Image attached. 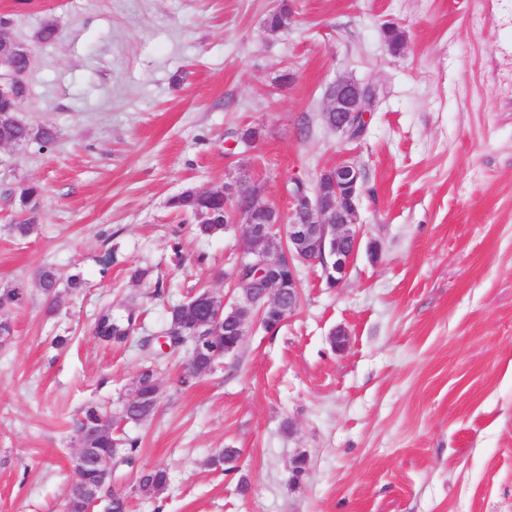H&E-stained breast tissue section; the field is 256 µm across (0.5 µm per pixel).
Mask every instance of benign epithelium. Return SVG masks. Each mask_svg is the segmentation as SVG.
Instances as JSON below:
<instances>
[{
  "label": "benign epithelium",
  "mask_w": 512,
  "mask_h": 512,
  "mask_svg": "<svg viewBox=\"0 0 512 512\" xmlns=\"http://www.w3.org/2000/svg\"><path fill=\"white\" fill-rule=\"evenodd\" d=\"M31 64L29 49L1 30L0 99H19V93L27 89L25 75ZM370 104L368 86L351 79L337 81L327 96V109L336 115L331 129L352 140L356 121L366 119ZM363 183V168L342 157L322 171L309 193L288 198L285 213L256 201L247 211L226 208L224 230H240L241 255L232 272L238 294L231 298L207 292L199 299L204 309L198 327L205 332L214 329L221 316L231 310L237 323L228 325L229 335L242 340L250 320L262 316L269 306H280L283 298H288V313H293L301 297L299 264L331 265L332 286H338L360 248L354 199ZM254 255L263 257L265 270L246 276L244 261ZM93 463L113 468L106 458L92 459L84 441H79L73 476Z\"/></svg>",
  "instance_id": "benign-epithelium-1"
}]
</instances>
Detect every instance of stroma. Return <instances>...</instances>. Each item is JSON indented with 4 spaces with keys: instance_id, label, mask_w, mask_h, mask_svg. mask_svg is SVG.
Here are the masks:
<instances>
[{
    "instance_id": "35a3bbf8",
    "label": "stroma",
    "mask_w": 512,
    "mask_h": 512,
    "mask_svg": "<svg viewBox=\"0 0 512 512\" xmlns=\"http://www.w3.org/2000/svg\"><path fill=\"white\" fill-rule=\"evenodd\" d=\"M1 16L32 52L19 117L57 139L0 150V289L26 294L0 345V512H64L89 404L140 441L112 480L131 512H512V0H0ZM48 21L57 39L37 41ZM341 79L379 90L357 141L321 118ZM240 128L250 153L228 146ZM345 155L365 172L345 279L300 266L294 313L181 384L188 347L157 354L168 307L231 294L239 247L196 237L169 198L259 184L282 209L290 180L315 187ZM33 184L21 239L12 201ZM44 266L83 281L61 309ZM107 311L131 317L124 341L96 335ZM147 365L157 410L120 421ZM226 448L230 472L209 464ZM155 468L157 497L139 488ZM169 474L163 468H157L144 474L139 481L140 489L149 495H159L167 487Z\"/></svg>"
}]
</instances>
